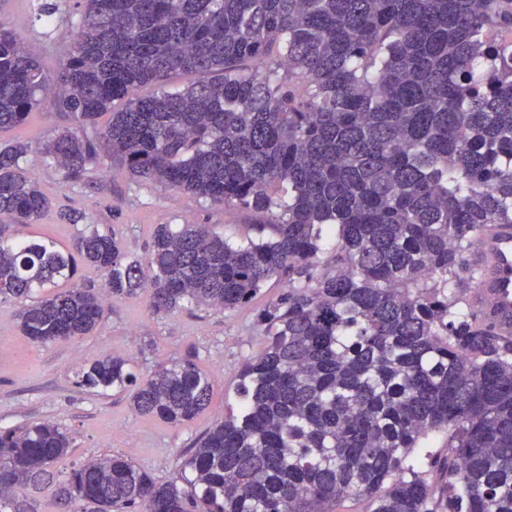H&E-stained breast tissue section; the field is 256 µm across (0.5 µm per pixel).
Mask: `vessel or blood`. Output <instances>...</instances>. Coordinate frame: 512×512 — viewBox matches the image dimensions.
<instances>
[{
    "instance_id": "vessel-or-blood-1",
    "label": "vessel or blood",
    "mask_w": 512,
    "mask_h": 512,
    "mask_svg": "<svg viewBox=\"0 0 512 512\" xmlns=\"http://www.w3.org/2000/svg\"><path fill=\"white\" fill-rule=\"evenodd\" d=\"M479 261L484 273L471 293L499 331H512V225L496 224L481 237Z\"/></svg>"
}]
</instances>
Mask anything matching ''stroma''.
<instances>
[{"instance_id":"1","label":"stroma","mask_w":512,"mask_h":512,"mask_svg":"<svg viewBox=\"0 0 512 512\" xmlns=\"http://www.w3.org/2000/svg\"><path fill=\"white\" fill-rule=\"evenodd\" d=\"M41 0H0V26L23 39L49 72H56L68 50V34L79 23L80 0H68L61 13L40 15ZM62 120L42 107L27 120L0 133L4 143L27 144V166L35 173L53 208L39 223L22 226L18 236L70 245L78 232L59 214L72 210L84 223L106 224L123 248L146 255L155 225L210 224L228 236L254 223L253 214L196 198L174 188L133 179L117 158L101 155L84 181L64 183L61 173L39 152ZM276 294L265 289L251 304L234 311L198 307L174 313H155L146 293L111 301L98 328L67 343L38 345L17 328L19 302L0 303V426L24 427L53 421L71 439L62 468L93 458L122 454L165 482L179 473L184 451L233 407L237 375L247 358L266 345L257 313ZM195 353L208 374L213 395L209 407L195 420L174 427L136 414L125 392L99 395L75 385L81 366L113 355L131 359L144 376L157 366Z\"/></svg>"}]
</instances>
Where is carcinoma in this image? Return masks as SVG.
<instances>
[{
	"mask_svg": "<svg viewBox=\"0 0 512 512\" xmlns=\"http://www.w3.org/2000/svg\"><path fill=\"white\" fill-rule=\"evenodd\" d=\"M83 2L54 78L0 27V130L51 104L71 124L42 154L78 183L99 157L85 130L110 112L101 138L132 175L261 222L236 241L159 224L144 259L102 224L70 250L19 238L52 200L28 147L0 145V303L22 302V335L87 336L110 300L141 291L172 312L281 290L237 411L187 449L179 482L111 455L58 480L60 504L339 512L357 497L367 512H512V335L470 301L474 241L512 224V0ZM79 259L102 290H56ZM75 384L128 389L136 413L173 425L213 393L191 358L140 378L106 356ZM69 448L56 423L0 427V512H36L14 485L39 492Z\"/></svg>",
	"mask_w": 512,
	"mask_h": 512,
	"instance_id": "1",
	"label": "carcinoma"
}]
</instances>
